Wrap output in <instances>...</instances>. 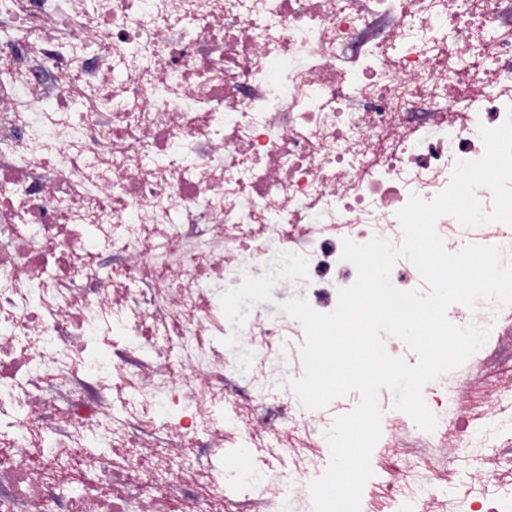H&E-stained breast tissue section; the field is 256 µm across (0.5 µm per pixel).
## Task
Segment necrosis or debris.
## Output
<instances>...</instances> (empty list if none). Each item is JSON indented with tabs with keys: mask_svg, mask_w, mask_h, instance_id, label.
I'll return each instance as SVG.
<instances>
[{
	"mask_svg": "<svg viewBox=\"0 0 512 512\" xmlns=\"http://www.w3.org/2000/svg\"><path fill=\"white\" fill-rule=\"evenodd\" d=\"M511 105L512 0H0V512H277L275 484L224 481L269 440L313 512L326 414L285 386L304 329L228 321L224 293L333 311L343 239L401 244L398 211ZM435 229L512 261V227ZM447 317L487 340L425 385L433 432L380 397L374 455L409 460L361 512H512V366L475 370L512 351V306ZM460 448L473 488L425 497Z\"/></svg>",
	"mask_w": 512,
	"mask_h": 512,
	"instance_id": "necrosis-or-debris-1",
	"label": "necrosis or debris"
}]
</instances>
